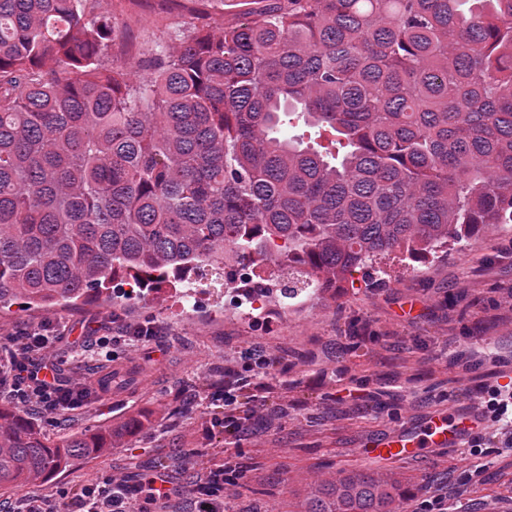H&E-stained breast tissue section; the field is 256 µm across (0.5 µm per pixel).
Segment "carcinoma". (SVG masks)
I'll use <instances>...</instances> for the list:
<instances>
[{
	"instance_id": "carcinoma-1",
	"label": "carcinoma",
	"mask_w": 512,
	"mask_h": 512,
	"mask_svg": "<svg viewBox=\"0 0 512 512\" xmlns=\"http://www.w3.org/2000/svg\"><path fill=\"white\" fill-rule=\"evenodd\" d=\"M97 0H0V309L73 306L120 280L183 288L265 267L336 297L512 223V0H271L208 12L136 61ZM57 443L0 407V488L124 444ZM420 487L371 469L299 512H397ZM224 22L241 21L251 17L265 3H258V0H223Z\"/></svg>"
}]
</instances>
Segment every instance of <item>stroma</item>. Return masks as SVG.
Wrapping results in <instances>:
<instances>
[{
	"label": "stroma",
	"instance_id": "1",
	"mask_svg": "<svg viewBox=\"0 0 512 512\" xmlns=\"http://www.w3.org/2000/svg\"><path fill=\"white\" fill-rule=\"evenodd\" d=\"M118 35L114 59H139L171 28L195 20L194 0L172 11L165 0L145 8L137 0H103ZM382 287L355 276L335 299L311 300L277 313L237 311L223 292L205 294L198 310L179 306L177 289L163 297L144 291L130 300L117 291L54 311L0 313V348L16 325L50 320L64 331L62 379L89 374L97 397L50 422L30 419L55 441L131 416L149 418L111 455L74 461L36 486L0 490V502L21 495L58 497L109 475L129 485L156 470L159 456L198 450L215 464L234 452L243 486L225 495L224 512H297L319 482L357 470V446L424 413L479 401L484 387L501 383L512 365V224H497L474 247L454 249L411 268L400 255L377 259ZM150 321L162 333L137 349H117L100 364L77 357L112 317ZM262 347L275 365L264 377L260 410L236 435L213 426L224 398L226 370H240L248 348ZM361 389L362 401L339 403L342 389ZM403 480L419 484L400 512H424L440 494L448 512H512V450L483 436L476 450L438 451L390 463Z\"/></svg>",
	"mask_w": 512,
	"mask_h": 512
}]
</instances>
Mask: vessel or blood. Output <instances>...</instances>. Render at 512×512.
I'll return each instance as SVG.
<instances>
[{
	"label": "vessel or blood",
	"instance_id": "vessel-or-blood-1",
	"mask_svg": "<svg viewBox=\"0 0 512 512\" xmlns=\"http://www.w3.org/2000/svg\"><path fill=\"white\" fill-rule=\"evenodd\" d=\"M484 422L478 407L435 411L398 429L362 442L358 450L366 459L388 463L426 457L433 449L452 450L477 434Z\"/></svg>",
	"mask_w": 512,
	"mask_h": 512
}]
</instances>
